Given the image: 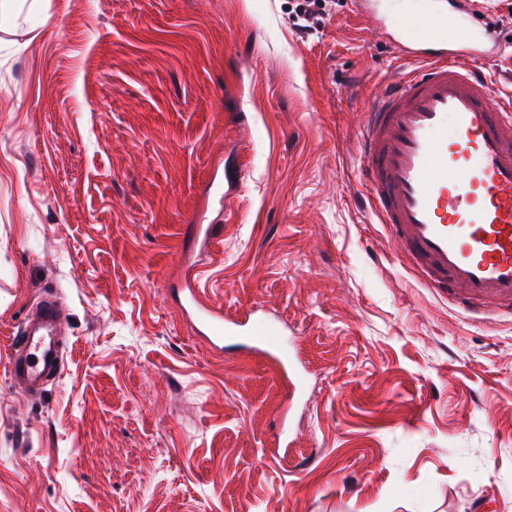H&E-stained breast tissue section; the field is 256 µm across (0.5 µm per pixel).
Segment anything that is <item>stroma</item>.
<instances>
[{"instance_id": "obj_1", "label": "stroma", "mask_w": 512, "mask_h": 512, "mask_svg": "<svg viewBox=\"0 0 512 512\" xmlns=\"http://www.w3.org/2000/svg\"><path fill=\"white\" fill-rule=\"evenodd\" d=\"M512 91V0H456ZM41 0L0 31V512H512V319L422 285L360 184L364 103L415 68L339 0ZM287 323L295 366L183 309ZM65 369L11 383L45 294ZM294 10L295 18L304 24H299L302 30L308 31L318 24L327 12V7L335 1L332 0H297Z\"/></svg>"}]
</instances>
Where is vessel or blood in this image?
<instances>
[{"mask_svg":"<svg viewBox=\"0 0 512 512\" xmlns=\"http://www.w3.org/2000/svg\"><path fill=\"white\" fill-rule=\"evenodd\" d=\"M418 66L367 101L360 171L388 241L434 291L473 314L512 317V95L479 70L491 40L466 14L425 8L418 31L381 19ZM470 67H462V59ZM182 291L202 332L220 348L284 351L286 329L239 321L199 298L192 257ZM65 317L45 296L11 339L14 386L43 390L64 370Z\"/></svg>","mask_w":512,"mask_h":512,"instance_id":"obj_1","label":"vessel or blood"}]
</instances>
